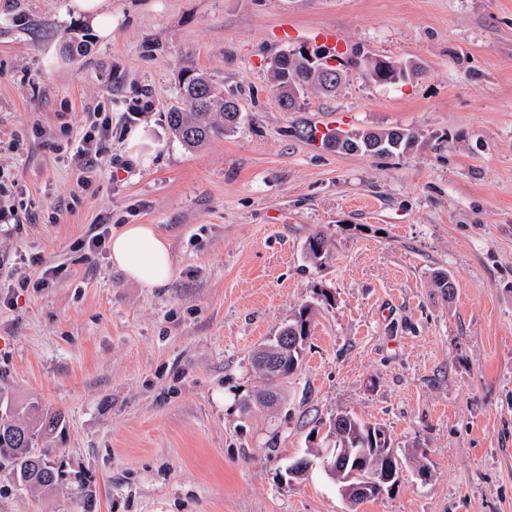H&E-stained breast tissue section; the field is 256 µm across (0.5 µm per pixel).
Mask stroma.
Segmentation results:
<instances>
[{"label": "stroma", "mask_w": 512, "mask_h": 512, "mask_svg": "<svg viewBox=\"0 0 512 512\" xmlns=\"http://www.w3.org/2000/svg\"><path fill=\"white\" fill-rule=\"evenodd\" d=\"M69 3L0 0V205L26 209L21 230L0 223V393L61 413L49 446L92 476L94 512H512V0H107L111 39L90 34L76 59ZM301 46L422 72L354 73L287 112L271 66ZM186 69L241 109L196 149L167 123ZM103 113L90 168L77 149ZM306 123L422 143L339 153ZM127 224L167 239L166 287L89 252ZM304 305L286 401L245 413L253 352ZM341 411L426 454L428 477L405 468L355 508L320 466L289 478ZM0 512L80 510L0 471ZM305 256L316 265H321L330 256L328 241L321 234L309 237L305 242Z\"/></svg>", "instance_id": "1"}]
</instances>
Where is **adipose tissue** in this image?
Here are the masks:
<instances>
[{
	"mask_svg": "<svg viewBox=\"0 0 512 512\" xmlns=\"http://www.w3.org/2000/svg\"><path fill=\"white\" fill-rule=\"evenodd\" d=\"M111 261L144 286L160 288L172 278L173 257L168 241L150 224H129L113 234Z\"/></svg>",
	"mask_w": 512,
	"mask_h": 512,
	"instance_id": "obj_1",
	"label": "adipose tissue"
}]
</instances>
